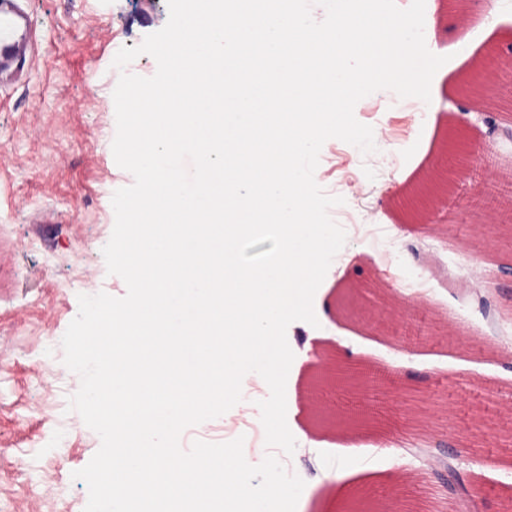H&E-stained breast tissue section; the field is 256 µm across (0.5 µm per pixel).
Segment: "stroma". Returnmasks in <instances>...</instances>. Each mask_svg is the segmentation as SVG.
Returning <instances> with one entry per match:
<instances>
[{
  "label": "stroma",
  "mask_w": 512,
  "mask_h": 512,
  "mask_svg": "<svg viewBox=\"0 0 512 512\" xmlns=\"http://www.w3.org/2000/svg\"><path fill=\"white\" fill-rule=\"evenodd\" d=\"M33 49L18 78L0 79V512H84L88 487L74 478L100 447L68 407L80 378L61 358L45 360L46 336L64 335L79 295L124 296L103 247L115 224L113 193L133 184L120 168L113 60L168 21L167 0H20ZM429 50L445 57L431 85L433 122L414 119L390 90L360 100L356 120L383 141L373 152L331 138L314 177L324 192L344 184L340 209L398 237L386 250L347 232L317 289V325L296 321L287 341L299 364L286 383L293 472L305 482L300 512H343L352 492L376 500L433 499L456 512L459 485L478 481L471 512H512V136L497 110L464 97V81L488 56L512 60V0L457 17L452 0H425ZM465 126L488 161L462 164L428 209L406 219L409 201L435 170L451 125ZM446 276L436 298L406 284ZM502 324L495 335L487 321ZM382 364L391 381L368 382L361 403L378 429L342 427L344 391L312 388L335 366ZM242 403L187 428L193 442L239 437L259 423L269 387L245 375ZM68 442L58 445V422Z\"/></svg>",
  "instance_id": "1"
}]
</instances>
